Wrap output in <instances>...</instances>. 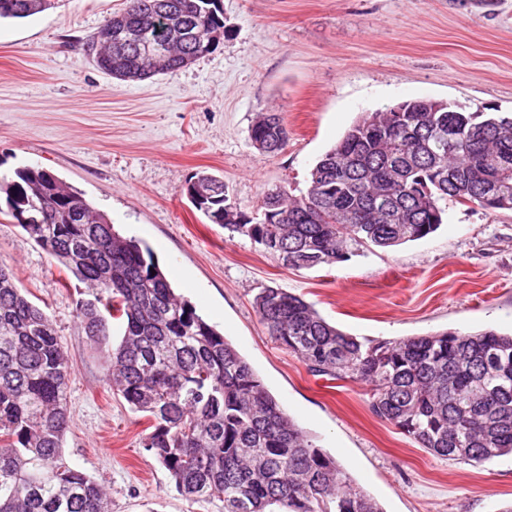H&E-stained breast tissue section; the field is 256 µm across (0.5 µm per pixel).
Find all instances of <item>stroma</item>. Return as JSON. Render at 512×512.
I'll use <instances>...</instances> for the list:
<instances>
[{
  "label": "stroma",
  "instance_id": "35a3bbf8",
  "mask_svg": "<svg viewBox=\"0 0 512 512\" xmlns=\"http://www.w3.org/2000/svg\"><path fill=\"white\" fill-rule=\"evenodd\" d=\"M125 5L53 0L0 21V179L45 168L143 241L173 287L384 512L512 504V455H430L371 412L368 386L311 373L268 335L253 305L261 288L279 287L369 340L511 333V210L448 201L443 224L421 241L292 269L180 193L199 173L220 175L237 208L256 213L271 188L304 193L317 159L361 113L405 100L512 113V0H222L213 53L137 82L102 72L81 45ZM272 109L289 140L268 155L249 132ZM0 264L52 318L72 367L64 461L103 483L112 512H224L222 501L182 497L141 448L147 419L112 392L101 349L79 325L82 284L4 214Z\"/></svg>",
  "mask_w": 512,
  "mask_h": 512
}]
</instances>
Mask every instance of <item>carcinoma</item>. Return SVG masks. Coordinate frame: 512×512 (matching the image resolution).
<instances>
[{
  "instance_id": "obj_1",
  "label": "carcinoma",
  "mask_w": 512,
  "mask_h": 512,
  "mask_svg": "<svg viewBox=\"0 0 512 512\" xmlns=\"http://www.w3.org/2000/svg\"><path fill=\"white\" fill-rule=\"evenodd\" d=\"M49 0H0V19H25ZM172 43L165 55L153 22ZM224 37L220 0H127L82 44L106 74L139 81L212 53ZM433 101L408 111L364 113L309 171L300 196L275 189L254 217L237 211L224 179L202 173L182 187L214 224L249 238L283 266L310 269L348 258L354 246L391 248L443 224L441 202L512 210V113L467 112ZM274 154L289 133L278 111L250 129ZM6 215L93 296L78 302L86 336L105 345L110 387L152 421L142 448L191 502L224 512H383L347 470L319 448L268 391L250 363L175 292L150 251L52 172L20 168L0 181ZM0 512H111L101 483L62 457L71 367L49 316L0 265ZM261 322L316 375L369 386L370 407L431 455L480 463L512 453V334L442 332L363 343L304 299L267 286L254 300ZM122 321L117 346L106 344Z\"/></svg>"
}]
</instances>
